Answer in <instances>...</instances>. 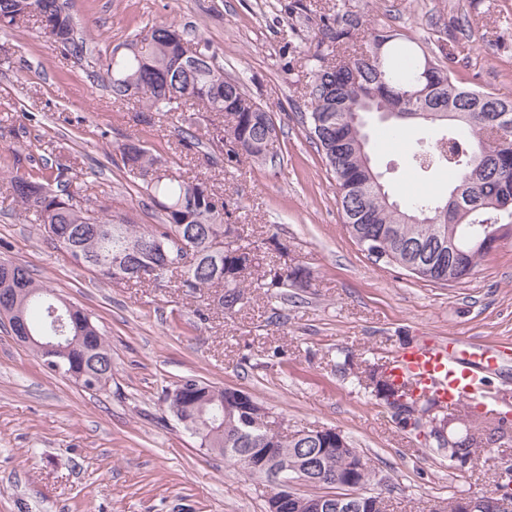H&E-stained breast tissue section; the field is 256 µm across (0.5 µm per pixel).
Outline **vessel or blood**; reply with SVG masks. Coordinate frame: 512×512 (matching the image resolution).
I'll return each mask as SVG.
<instances>
[{
	"instance_id": "1",
	"label": "vessel or blood",
	"mask_w": 512,
	"mask_h": 512,
	"mask_svg": "<svg viewBox=\"0 0 512 512\" xmlns=\"http://www.w3.org/2000/svg\"><path fill=\"white\" fill-rule=\"evenodd\" d=\"M462 344V339L451 337L400 349L393 357L391 378L444 407L473 402L479 395L477 367L493 366L508 350L473 340L465 352Z\"/></svg>"
}]
</instances>
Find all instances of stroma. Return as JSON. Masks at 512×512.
Instances as JSON below:
<instances>
[{
    "label": "stroma",
    "mask_w": 512,
    "mask_h": 512,
    "mask_svg": "<svg viewBox=\"0 0 512 512\" xmlns=\"http://www.w3.org/2000/svg\"><path fill=\"white\" fill-rule=\"evenodd\" d=\"M78 30L105 56L146 25L168 22L209 45L226 74L271 113L278 137L266 160L211 164L182 140L213 113L186 109L144 121L141 101L114 99L87 62L65 55L36 25L0 31V260L82 308L112 347V380L88 391L49 372L0 325V512H266V477L201 448L167 408L184 376L252 393L289 429L332 427L375 472L371 492L393 512H448L457 495H489L512 437L482 420L485 446L466 470L396 427L361 382L403 343L442 337L512 341V235L461 283H431L374 264L350 239L336 188L300 114L322 14L341 10L365 31L400 34L419 54L452 63L470 86L512 97V0H68ZM463 49L448 55L450 39ZM423 130L370 148L390 189L444 196L447 169L418 174L410 156ZM147 142L171 166L205 182L245 235L275 234L303 269L278 297L251 287L225 312L214 290L105 280L74 265L7 192L15 170L86 174V206L133 224L160 214L124 168L118 147Z\"/></svg>",
    "instance_id": "obj_1"
}]
</instances>
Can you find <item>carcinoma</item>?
Returning a JSON list of instances; mask_svg holds the SVG:
<instances>
[{"mask_svg": "<svg viewBox=\"0 0 512 512\" xmlns=\"http://www.w3.org/2000/svg\"><path fill=\"white\" fill-rule=\"evenodd\" d=\"M66 0H0V29L35 20L39 30H58L54 43L67 55L82 58L89 54L87 38L81 36L65 10ZM322 42L330 54L317 50L311 55L308 96L310 110L301 115L308 123V136L321 153L335 182L346 230L352 240L374 263L402 269L427 282H460L473 275L486 252L475 249L466 238L475 222L497 214L494 204L505 194L512 195V100L465 85L450 66L440 64L421 78L424 59L397 34L377 30L362 39L360 23L345 14H324ZM190 41L173 25L155 23L97 58L98 74L117 99L138 96L145 99L147 111L172 112L191 102L222 119L209 143L224 151V161L232 165L241 156L267 157L277 138L271 114L244 91L239 79L224 73L214 63L203 40L195 42L204 59L194 64L184 58ZM428 84V99L422 106L449 107L469 117L464 130L457 120L442 113L435 123L447 130L420 142L412 154L413 167L423 173L446 167L455 174L458 190L455 214L461 223L441 218L437 209L444 200L426 192L410 196L400 210L387 204L369 170L362 163L358 147L359 130L353 124L354 110L365 96H378L377 103L390 108L399 94L419 81ZM497 118L499 132L484 131L487 117ZM118 152L126 167L143 184L163 216L160 224H130L107 212L92 216L76 200L79 191L58 194L44 185V174L15 172L10 179L13 199L52 234L59 247L83 267L110 280L142 283L132 274L142 262L158 268L155 282L177 270L176 239L192 226L203 234L186 240L196 255L194 266L182 270L181 287L194 293L204 288L221 289L217 306L232 311L245 299L246 283L259 272L260 257L270 246L281 253L287 241L273 234L261 241L248 240L238 225L224 220L228 214L224 200L203 182H189L161 156L151 153L140 142L123 143ZM229 236L232 252L216 255L207 239ZM303 277L301 269L265 270L261 280L267 288H286ZM15 289L13 302L22 308L25 323L35 337L62 336L70 346L61 367L43 365L80 383L88 391H98L112 381V349L99 327L80 306L65 316L53 330L49 308L54 289L31 277L27 268L0 261V285ZM376 396L409 398L405 387L394 383L387 372L372 374ZM240 391L210 385L186 376L167 391L170 411L185 427L195 429L200 447L215 450L224 459L242 468V458L250 448H271L273 453L294 459L293 448L313 456L324 447L318 437L301 444L289 434L262 430L253 425L254 416L268 413L254 396L252 407L239 402ZM481 451L477 438L464 431L448 459L456 456L475 461ZM374 478L368 462H363L353 482L333 481L338 488L358 493L326 494L328 502L356 505L354 512H388L376 505L379 494L365 488Z\"/></svg>", "mask_w": 512, "mask_h": 512, "instance_id": "1", "label": "carcinoma"}]
</instances>
